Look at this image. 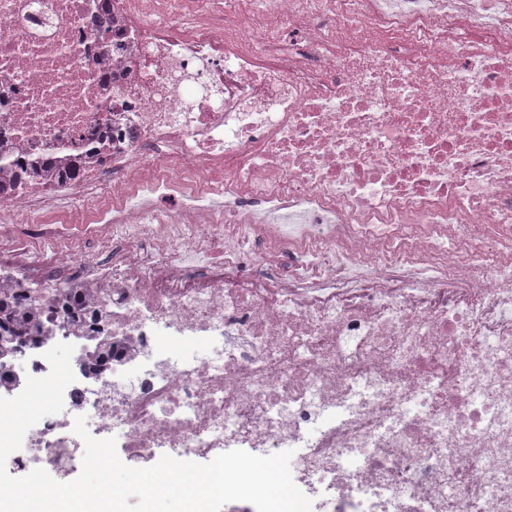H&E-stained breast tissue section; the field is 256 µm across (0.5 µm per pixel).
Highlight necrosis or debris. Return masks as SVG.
<instances>
[{
    "instance_id": "1",
    "label": "necrosis or debris",
    "mask_w": 512,
    "mask_h": 512,
    "mask_svg": "<svg viewBox=\"0 0 512 512\" xmlns=\"http://www.w3.org/2000/svg\"><path fill=\"white\" fill-rule=\"evenodd\" d=\"M64 196L112 261L57 221L0 267V397L75 347L8 473L70 481L82 416L131 467L289 450L312 512H512V0H0V250ZM24 228L26 235L38 242L37 249L27 257V263L34 269L47 267L55 245L51 237L45 233V224H25ZM72 231L81 236V251L85 258H88L98 264H108L111 260V253L104 249L100 242L91 235L80 233L79 226H72ZM4 300H0V328L5 330L9 336H0V370L5 376H12L11 360L20 352L26 342L25 336L28 331L37 329L33 324V318L20 313L13 308L11 304L4 305ZM8 309V310H6ZM0 329V333L3 331ZM23 336V337H18ZM24 342V343H23Z\"/></svg>"
}]
</instances>
